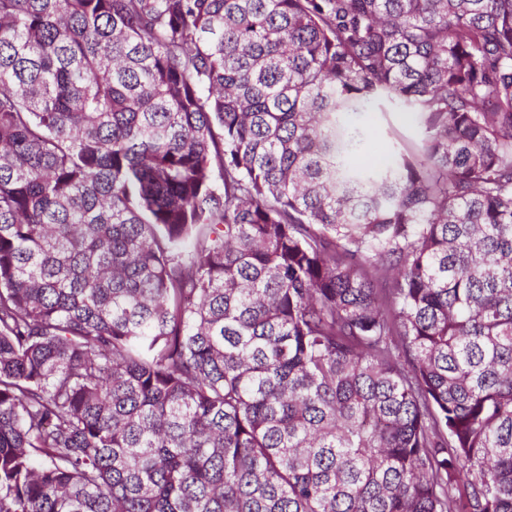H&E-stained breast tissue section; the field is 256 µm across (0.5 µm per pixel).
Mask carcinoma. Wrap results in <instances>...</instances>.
I'll return each instance as SVG.
<instances>
[{"instance_id":"cac0c4a2","label":"carcinoma","mask_w":512,"mask_h":512,"mask_svg":"<svg viewBox=\"0 0 512 512\" xmlns=\"http://www.w3.org/2000/svg\"><path fill=\"white\" fill-rule=\"evenodd\" d=\"M0 512H512V0H0ZM354 122L370 125L377 138L384 144L385 152L374 146L373 156L380 164L394 159L391 151H404L407 144L419 141L425 135V128L412 112H404L398 106L386 104L374 112L360 116H349ZM398 135V137L395 135Z\"/></svg>"}]
</instances>
